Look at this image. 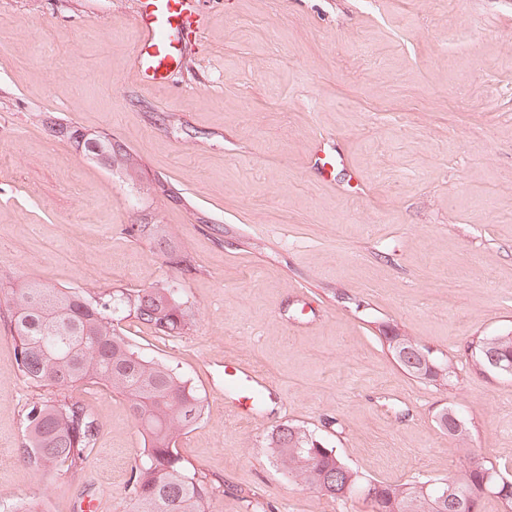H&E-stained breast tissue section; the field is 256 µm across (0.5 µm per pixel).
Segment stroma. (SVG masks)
<instances>
[{
  "label": "stroma",
  "instance_id": "35a3bbf8",
  "mask_svg": "<svg viewBox=\"0 0 512 512\" xmlns=\"http://www.w3.org/2000/svg\"><path fill=\"white\" fill-rule=\"evenodd\" d=\"M137 0H0V273L94 294L168 285L194 317L125 336L203 400L177 446L206 512H372L289 481L266 445L295 423L365 478L512 473V376L470 345L512 332V0H199L186 68L142 87ZM107 135L105 166L38 118ZM342 155L330 179L310 160ZM163 225L167 251L132 232ZM452 358L446 386L395 360L391 331ZM269 382L246 415L224 363ZM98 439L75 475L25 465L24 381L0 314V504L126 512L143 446L123 398L71 389ZM470 425L456 450L436 418Z\"/></svg>",
  "mask_w": 512,
  "mask_h": 512
}]
</instances>
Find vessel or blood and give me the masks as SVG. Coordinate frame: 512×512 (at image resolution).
I'll list each match as a JSON object with an SVG mask.
<instances>
[{"mask_svg":"<svg viewBox=\"0 0 512 512\" xmlns=\"http://www.w3.org/2000/svg\"><path fill=\"white\" fill-rule=\"evenodd\" d=\"M136 18L142 38L137 46L135 75L144 87L164 84L172 69L184 61L187 40L195 36L200 20L194 0H139ZM269 384L256 370L242 364L224 368V404L233 409L264 396Z\"/></svg>","mask_w":512,"mask_h":512,"instance_id":"obj_1","label":"vessel or blood"}]
</instances>
